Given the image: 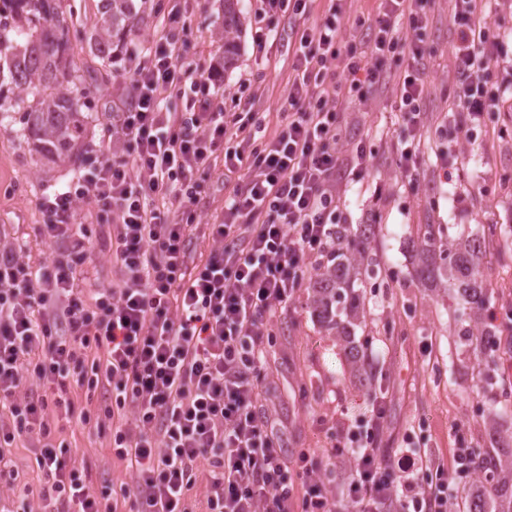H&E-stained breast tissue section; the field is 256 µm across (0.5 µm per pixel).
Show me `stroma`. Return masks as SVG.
Segmentation results:
<instances>
[{"label": "stroma", "instance_id": "stroma-1", "mask_svg": "<svg viewBox=\"0 0 512 512\" xmlns=\"http://www.w3.org/2000/svg\"><path fill=\"white\" fill-rule=\"evenodd\" d=\"M188 31L182 53L185 62L209 64L220 54L218 37L224 24L223 0H206L197 7L184 0ZM252 0L244 4L245 22L234 66L224 75V107L232 109L238 96L255 97L262 116V134L272 137L283 119L291 58L286 50L288 21L279 18V37L265 54L252 45ZM426 41L433 54L431 68L437 90L427 106L425 159L417 181H409L384 158L402 121L394 107L393 89L377 97L348 103L340 114L342 138L338 148L351 153L358 142L372 150L364 179L342 187V199L352 225L362 223L367 211L379 216L375 249L381 259L382 286L368 289L365 333L369 364L381 374V393L372 399L350 376L341 342L324 335L313 322L306 297L289 302L271 322L263 382L267 409L282 448L288 454L312 448L327 455L335 443L334 426L370 417L374 400L386 406L377 445L393 451L410 444L430 457L452 464L455 449L476 450L498 443L512 450V245L503 236L487 240L484 272L491 285V304L501 313L497 371L492 383L479 373L480 359L457 336L459 306L455 299L438 304L412 277L410 241L422 224H444L450 236L482 234L487 225L512 223V98L491 113L477 141L448 144L439 128L453 119L448 100L453 62L448 53V0H434L429 12ZM252 84L241 87V79ZM116 82L95 91L88 114L90 158L103 157L108 146L103 130L109 123ZM13 121L0 124V226L24 248L23 257L42 264L47 247L36 239L33 227L42 223L40 199L73 175L70 163L44 166L25 152L13 132ZM454 146L458 169L452 180L434 175L440 148ZM499 416L500 438L492 440L485 428L489 412ZM54 441L70 444L73 461L86 465L93 484L111 481L128 485L133 471L119 459L108 440L88 433L80 424L50 416ZM19 473L13 483L0 482V503L18 504L39 492L46 480L33 448L19 442L12 451Z\"/></svg>", "mask_w": 512, "mask_h": 512}]
</instances>
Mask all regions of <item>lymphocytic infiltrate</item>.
Masks as SVG:
<instances>
[{
    "instance_id": "f902f5d3",
    "label": "lymphocytic infiltrate",
    "mask_w": 512,
    "mask_h": 512,
    "mask_svg": "<svg viewBox=\"0 0 512 512\" xmlns=\"http://www.w3.org/2000/svg\"><path fill=\"white\" fill-rule=\"evenodd\" d=\"M255 2L256 50L275 40L267 17L294 22L288 110L274 136L255 140L253 103L225 111L221 72L186 65L177 29L185 17L170 10L169 25L120 82L107 156L39 202L34 234L50 248L46 261L29 264L0 234V477L21 439L35 444L46 477L37 503L21 502L20 512H190L202 470L206 512H291L292 470L307 482L303 512H452L457 479L476 471L467 448L449 466L408 448L382 452L379 402L364 432L337 423L327 456L293 460L279 444L260 381L269 324L335 247L347 221L340 188L367 157L362 143L354 156L338 151L339 114L394 83L407 133L393 163L409 177L419 171L433 93L421 36L430 0H380L370 21L349 27L341 0L310 27L312 0ZM448 2L451 110L471 136L512 84L495 70L500 36L486 0ZM403 26L410 38H401ZM396 53L406 65L391 73L384 61ZM339 59L343 68L333 70ZM219 163L237 182L223 214L197 223L195 206ZM82 202L111 211V228L80 221ZM195 238L211 241L205 258L192 257ZM97 249L117 268L118 287L80 286ZM73 386L102 404L76 407L65 396ZM54 409L110 436L132 485L93 487L70 446L52 443ZM339 464L344 477L328 489L317 474Z\"/></svg>"
}]
</instances>
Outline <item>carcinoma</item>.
I'll list each match as a JSON object with an SVG mask.
<instances>
[{"mask_svg": "<svg viewBox=\"0 0 512 512\" xmlns=\"http://www.w3.org/2000/svg\"><path fill=\"white\" fill-rule=\"evenodd\" d=\"M133 0H99L85 33L88 47L102 61L104 73L85 84L68 70L72 50L70 29L78 14L70 0H0V112L20 115L19 142L38 158L77 163L85 150V99L92 89L112 76L114 49L131 31ZM242 30L241 0H224V69H230L239 49ZM375 225L341 228L336 249L307 288L308 308L321 329L344 344L350 374L368 396L377 391L378 376L365 355L366 342L356 339L364 323L363 269L379 266L375 258ZM418 280L433 296L456 288L462 302L459 336L476 340L485 365L494 371L495 339L484 275L485 237L449 239L442 224H423L412 245ZM479 471L484 482L465 498V512H512V454L486 449Z\"/></svg>", "mask_w": 512, "mask_h": 512, "instance_id": "1", "label": "carcinoma"}]
</instances>
